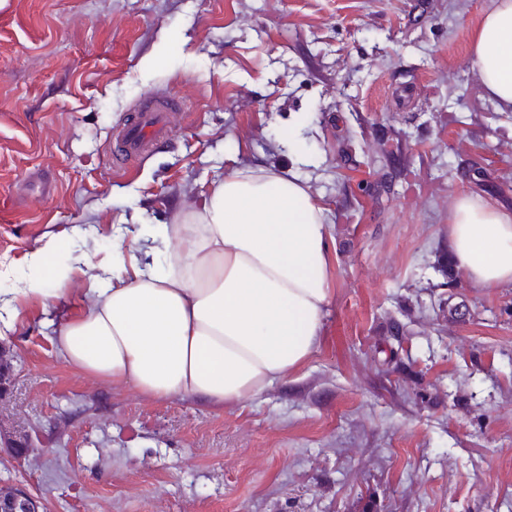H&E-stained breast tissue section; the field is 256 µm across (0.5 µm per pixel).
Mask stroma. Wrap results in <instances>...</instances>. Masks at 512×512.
Segmentation results:
<instances>
[{
  "label": "stroma",
  "instance_id": "1",
  "mask_svg": "<svg viewBox=\"0 0 512 512\" xmlns=\"http://www.w3.org/2000/svg\"><path fill=\"white\" fill-rule=\"evenodd\" d=\"M494 0H0V480L47 512H512V288L476 287L456 197L512 211V112L471 62ZM187 109L113 162L148 97ZM298 146L289 149L286 133ZM289 169L336 261L318 348L259 398L156 399L86 375L56 329L117 240ZM79 274L16 298L32 254Z\"/></svg>",
  "mask_w": 512,
  "mask_h": 512
}]
</instances>
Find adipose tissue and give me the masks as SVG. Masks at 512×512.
<instances>
[{
    "instance_id": "1",
    "label": "adipose tissue",
    "mask_w": 512,
    "mask_h": 512,
    "mask_svg": "<svg viewBox=\"0 0 512 512\" xmlns=\"http://www.w3.org/2000/svg\"><path fill=\"white\" fill-rule=\"evenodd\" d=\"M473 64L500 110L512 112V0H496ZM455 258L479 288L512 286V212L473 194L452 210ZM43 269L26 296H58L74 270ZM333 243L325 214L295 174L235 171L202 209L145 224L117 244L92 303L58 329L71 367L152 398L256 399L314 353L331 295Z\"/></svg>"
}]
</instances>
